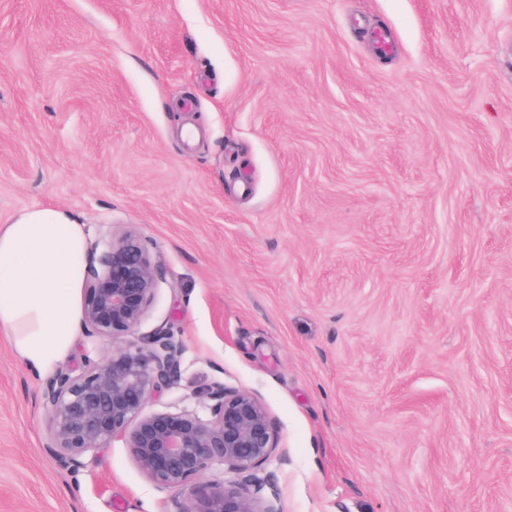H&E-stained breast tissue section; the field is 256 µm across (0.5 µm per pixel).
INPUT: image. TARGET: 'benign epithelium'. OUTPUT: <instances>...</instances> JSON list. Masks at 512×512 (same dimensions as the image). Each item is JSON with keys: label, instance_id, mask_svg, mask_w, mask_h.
<instances>
[{"label": "benign epithelium", "instance_id": "obj_1", "mask_svg": "<svg viewBox=\"0 0 512 512\" xmlns=\"http://www.w3.org/2000/svg\"><path fill=\"white\" fill-rule=\"evenodd\" d=\"M157 282L148 245L132 228L100 252L90 249L82 329L111 351L86 358L78 374L62 369L47 382L45 452L76 471L89 454L120 440L157 490L182 495L179 512H278L263 501L266 481L257 475L276 456V429L254 393L218 381L200 393L199 410L149 409L177 385L183 353L165 326L139 336L136 345L127 342L146 318ZM216 464L246 480H204Z\"/></svg>", "mask_w": 512, "mask_h": 512}]
</instances>
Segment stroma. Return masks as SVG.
<instances>
[{
  "instance_id": "obj_1",
  "label": "stroma",
  "mask_w": 512,
  "mask_h": 512,
  "mask_svg": "<svg viewBox=\"0 0 512 512\" xmlns=\"http://www.w3.org/2000/svg\"><path fill=\"white\" fill-rule=\"evenodd\" d=\"M43 207L147 241L153 408L257 394L280 512H512V0H0V225ZM45 383L0 335V512H178L45 455Z\"/></svg>"
}]
</instances>
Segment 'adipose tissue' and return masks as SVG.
<instances>
[{"mask_svg":"<svg viewBox=\"0 0 512 512\" xmlns=\"http://www.w3.org/2000/svg\"><path fill=\"white\" fill-rule=\"evenodd\" d=\"M87 253L82 225L60 209L0 226V334L35 374L54 369L81 329Z\"/></svg>","mask_w":512,"mask_h":512,"instance_id":"ef3b65f1","label":"adipose tissue"}]
</instances>
